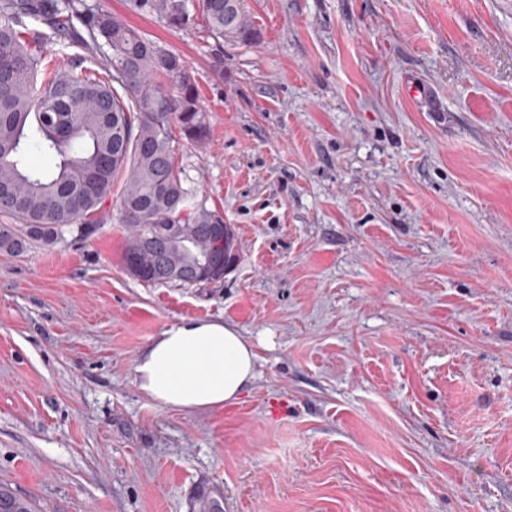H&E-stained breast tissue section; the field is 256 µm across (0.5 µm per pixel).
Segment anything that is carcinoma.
<instances>
[{"label": "carcinoma", "instance_id": "cac0c4a2", "mask_svg": "<svg viewBox=\"0 0 512 512\" xmlns=\"http://www.w3.org/2000/svg\"><path fill=\"white\" fill-rule=\"evenodd\" d=\"M212 34L239 45L261 38L243 0H198ZM176 29L191 20L186 0H130ZM43 24L45 40L63 39L105 64H55L26 46L27 21ZM108 51H103V48ZM193 143L208 136L206 111L181 57L88 0H0V252L21 253L33 240L53 244L64 234L85 238L99 223L102 201L122 175L120 220L128 227L127 273L160 285L157 268L192 267L220 235L237 260L233 230L215 210L197 204L176 165L173 128ZM56 159L50 168L27 164L31 153ZM179 224L194 250L175 242L158 251L146 242ZM192 512H224L220 495L197 487ZM0 512H36L29 499L0 482Z\"/></svg>", "mask_w": 512, "mask_h": 512}]
</instances>
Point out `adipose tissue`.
Here are the masks:
<instances>
[{
    "mask_svg": "<svg viewBox=\"0 0 512 512\" xmlns=\"http://www.w3.org/2000/svg\"><path fill=\"white\" fill-rule=\"evenodd\" d=\"M257 367L253 342L234 327L186 320L154 338L136 363L135 382L162 406L216 409L238 401Z\"/></svg>",
    "mask_w": 512,
    "mask_h": 512,
    "instance_id": "adipose-tissue-1",
    "label": "adipose tissue"
}]
</instances>
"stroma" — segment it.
<instances>
[{"instance_id": "stroma-1", "label": "stroma", "mask_w": 512, "mask_h": 512, "mask_svg": "<svg viewBox=\"0 0 512 512\" xmlns=\"http://www.w3.org/2000/svg\"><path fill=\"white\" fill-rule=\"evenodd\" d=\"M179 54L209 115L174 142L235 233L207 285L89 237L0 253V482L39 512H512V0H246L219 44L100 0ZM224 52V75L212 61ZM254 343L224 407H163L141 352L185 320ZM193 512H224L220 495L205 486L197 487L191 496Z\"/></svg>"}]
</instances>
